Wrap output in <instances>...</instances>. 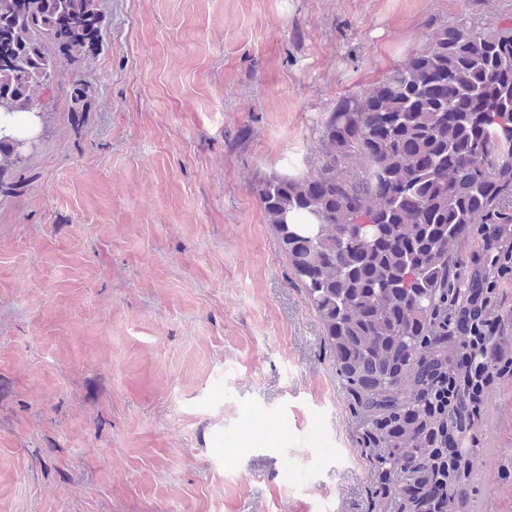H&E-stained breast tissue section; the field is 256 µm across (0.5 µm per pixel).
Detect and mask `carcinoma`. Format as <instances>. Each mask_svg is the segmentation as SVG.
Segmentation results:
<instances>
[{
	"label": "carcinoma",
	"mask_w": 512,
	"mask_h": 512,
	"mask_svg": "<svg viewBox=\"0 0 512 512\" xmlns=\"http://www.w3.org/2000/svg\"><path fill=\"white\" fill-rule=\"evenodd\" d=\"M102 40L100 0H0V114L42 125L45 92ZM320 132L311 173L253 190L363 419L378 482L400 488L378 512H456L476 466L471 448L448 458V375L470 336L487 337L482 369L501 363L485 267L512 252V26L438 27L340 99ZM39 138L0 126V189H20L8 179ZM477 224L481 253L463 275L457 248Z\"/></svg>",
	"instance_id": "cac0c4a2"
}]
</instances>
